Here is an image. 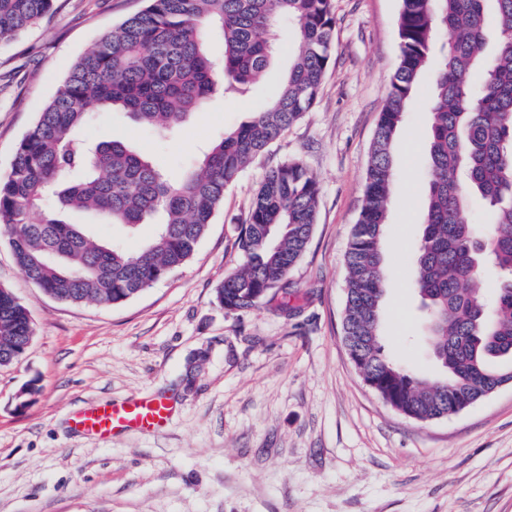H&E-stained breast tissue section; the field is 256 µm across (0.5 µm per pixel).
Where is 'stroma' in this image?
Listing matches in <instances>:
<instances>
[{
  "mask_svg": "<svg viewBox=\"0 0 512 512\" xmlns=\"http://www.w3.org/2000/svg\"><path fill=\"white\" fill-rule=\"evenodd\" d=\"M143 5L54 0L0 43V175L72 64ZM334 6L335 49L315 104L226 189L186 265L123 304L69 305L37 288L0 241V286L34 325L26 352L0 366V512H512V384L421 423L372 391L343 345L345 254L399 62L400 0ZM292 54L283 41L250 93L215 92L168 139L120 111L94 115L81 134L126 141L179 175L275 99ZM427 110L418 98L395 145L382 322L386 352L424 378L436 363L410 282ZM284 161L320 184L290 307L225 310L217 292L242 263L240 226L265 169ZM132 397L170 400V422L105 439L70 423L87 405Z\"/></svg>",
  "mask_w": 512,
  "mask_h": 512,
  "instance_id": "1",
  "label": "stroma"
}]
</instances>
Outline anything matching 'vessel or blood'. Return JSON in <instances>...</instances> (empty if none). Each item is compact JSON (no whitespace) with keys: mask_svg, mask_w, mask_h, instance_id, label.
<instances>
[{"mask_svg":"<svg viewBox=\"0 0 512 512\" xmlns=\"http://www.w3.org/2000/svg\"><path fill=\"white\" fill-rule=\"evenodd\" d=\"M173 413L171 402L159 398L107 401L76 415L73 425L81 433L106 437L124 431H150L164 426Z\"/></svg>","mask_w":512,"mask_h":512,"instance_id":"b4317fda","label":"vessel or blood"}]
</instances>
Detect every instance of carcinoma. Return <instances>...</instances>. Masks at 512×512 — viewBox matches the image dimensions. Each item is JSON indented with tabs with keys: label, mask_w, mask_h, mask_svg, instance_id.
Listing matches in <instances>:
<instances>
[{
	"label": "carcinoma",
	"mask_w": 512,
	"mask_h": 512,
	"mask_svg": "<svg viewBox=\"0 0 512 512\" xmlns=\"http://www.w3.org/2000/svg\"><path fill=\"white\" fill-rule=\"evenodd\" d=\"M53 0H0V42L34 25ZM497 43L485 53L487 25ZM333 0H147L72 65L0 176V235L29 280L66 304H122L188 263L225 190L317 100L333 48ZM217 34L224 56L207 49ZM400 61L380 112L364 201L346 254L343 341L366 380L405 416L450 417L512 383V0H401ZM285 36L296 57L280 95L227 132L173 180L122 140L89 143L95 112L121 109L168 138L212 93L247 94ZM429 99L427 198L411 288L426 313L440 374L427 380L384 350L386 207L405 115ZM319 183L302 164L268 169L241 225V268L218 299L240 311L278 294L307 251ZM481 197L489 222L466 200ZM39 221L31 220L33 212ZM69 212L134 228L158 216L139 251L101 240ZM33 323L0 286V365L29 347Z\"/></svg>",
	"instance_id": "cac0c4a2"
}]
</instances>
